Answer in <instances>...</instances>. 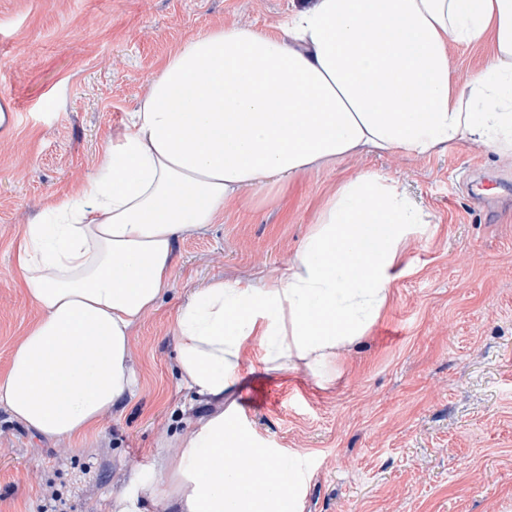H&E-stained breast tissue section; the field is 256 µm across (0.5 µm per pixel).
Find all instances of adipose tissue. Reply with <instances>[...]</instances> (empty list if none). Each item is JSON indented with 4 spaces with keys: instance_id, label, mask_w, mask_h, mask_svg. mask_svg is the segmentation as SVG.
Segmentation results:
<instances>
[{
    "instance_id": "obj_1",
    "label": "adipose tissue",
    "mask_w": 512,
    "mask_h": 512,
    "mask_svg": "<svg viewBox=\"0 0 512 512\" xmlns=\"http://www.w3.org/2000/svg\"><path fill=\"white\" fill-rule=\"evenodd\" d=\"M491 42L464 88L449 44ZM512 151V0H301L278 33L211 29L174 49L94 173L23 229L40 317L0 373V406L39 436L86 435L137 385L131 340L170 283L178 238L228 203L336 160ZM426 214L385 175H345L276 276L216 278L176 318L179 382L213 413L160 459L170 512H302V477L224 409L245 356L313 376L387 307Z\"/></svg>"
}]
</instances>
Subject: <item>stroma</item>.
Masks as SVG:
<instances>
[{
    "mask_svg": "<svg viewBox=\"0 0 512 512\" xmlns=\"http://www.w3.org/2000/svg\"><path fill=\"white\" fill-rule=\"evenodd\" d=\"M292 0H0V372L39 311L19 284L25 225L83 184L109 134L172 50L220 27L274 30ZM489 44H449L455 82ZM389 177L435 229L411 242L391 301L320 382L242 363L225 394L265 447L304 454L302 512H512V156L459 142L429 157L352 156L247 191L203 235L178 239L172 276L136 328L138 389L85 437L36 436L0 407V512H112V494L167 512L157 460L190 429L175 315L216 277L263 278L294 257L342 174Z\"/></svg>",
    "mask_w": 512,
    "mask_h": 512,
    "instance_id": "1",
    "label": "stroma"
}]
</instances>
